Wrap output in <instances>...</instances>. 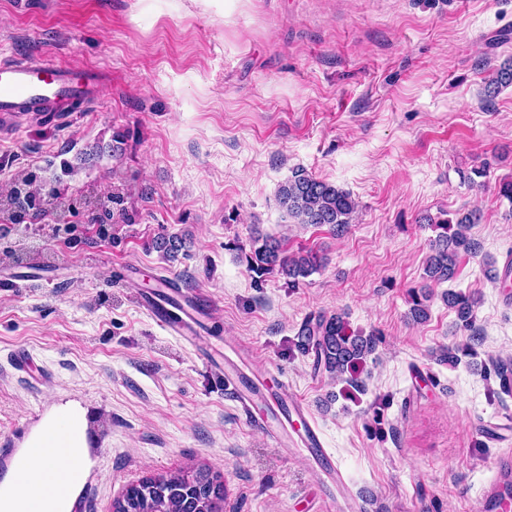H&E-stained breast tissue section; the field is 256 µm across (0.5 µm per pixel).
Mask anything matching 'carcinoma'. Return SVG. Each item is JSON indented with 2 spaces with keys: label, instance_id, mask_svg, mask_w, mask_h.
<instances>
[{
  "label": "carcinoma",
  "instance_id": "cac0c4a2",
  "mask_svg": "<svg viewBox=\"0 0 512 512\" xmlns=\"http://www.w3.org/2000/svg\"><path fill=\"white\" fill-rule=\"evenodd\" d=\"M279 202L287 214L299 224L327 226L334 233H342L350 224L355 203L349 192L334 184L297 171L279 189ZM37 194L30 181L13 184L6 200L0 201V212L14 218L39 206ZM476 217L467 212L454 220L442 219L431 223L436 232L431 240V254L425 266L426 279L442 284L455 278L461 254L476 252L477 243L469 230ZM253 253L246 256L248 268L257 277L280 274L297 285L322 263L312 250L290 253L279 240L257 231L253 235ZM154 247L174 258L185 247L177 235H161ZM432 294L412 295L410 315L421 323L429 317ZM448 308L454 310L461 327L470 329L474 308L479 298L469 294L448 291L442 294ZM298 347L314 356V366L336 378L354 374L375 353L377 333L364 334L349 329L341 313L320 314L308 318L301 325ZM114 512H224V489L218 477L207 468H188L174 474L148 477L128 487L122 497L113 503Z\"/></svg>",
  "mask_w": 512,
  "mask_h": 512
}]
</instances>
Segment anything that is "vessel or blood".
<instances>
[{
	"label": "vessel or blood",
	"mask_w": 512,
	"mask_h": 512,
	"mask_svg": "<svg viewBox=\"0 0 512 512\" xmlns=\"http://www.w3.org/2000/svg\"><path fill=\"white\" fill-rule=\"evenodd\" d=\"M103 76L97 71L76 72L45 56L24 59L0 56V136L4 122L26 114L52 112L70 117L72 103L91 104L99 96ZM140 305L170 335L201 351L206 361L224 368V380L244 409L264 405L255 425L278 447L293 448L314 464L322 483L338 488L340 471L324 447L319 428L304 400L289 391L286 382L271 379L265 362L227 355L224 339L205 334L206 307L194 294L173 281H162L158 290L141 294Z\"/></svg>",
	"instance_id": "1"
}]
</instances>
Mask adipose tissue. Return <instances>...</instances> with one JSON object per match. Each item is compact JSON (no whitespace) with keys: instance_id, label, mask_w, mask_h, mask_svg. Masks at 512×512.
I'll return each instance as SVG.
<instances>
[{"instance_id":"obj_1","label":"adipose tissue","mask_w":512,"mask_h":512,"mask_svg":"<svg viewBox=\"0 0 512 512\" xmlns=\"http://www.w3.org/2000/svg\"><path fill=\"white\" fill-rule=\"evenodd\" d=\"M67 447V456L51 448ZM23 468L0 483V512H72L90 468L87 433L77 410L55 408L29 438Z\"/></svg>"}]
</instances>
